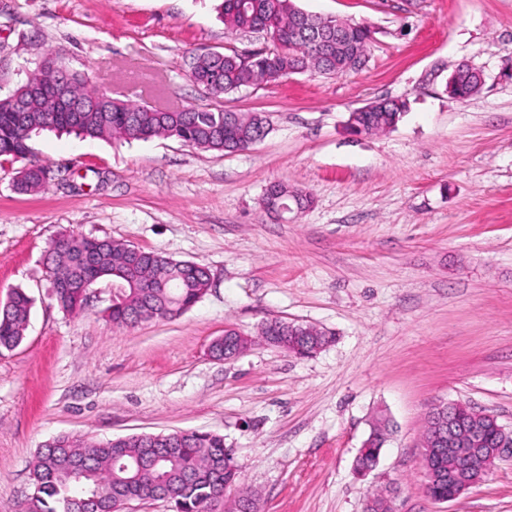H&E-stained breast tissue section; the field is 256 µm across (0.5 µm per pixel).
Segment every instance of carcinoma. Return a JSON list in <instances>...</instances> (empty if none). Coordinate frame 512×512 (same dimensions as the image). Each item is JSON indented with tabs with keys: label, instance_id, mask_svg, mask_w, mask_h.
I'll list each match as a JSON object with an SVG mask.
<instances>
[{
	"label": "carcinoma",
	"instance_id": "cac0c4a2",
	"mask_svg": "<svg viewBox=\"0 0 512 512\" xmlns=\"http://www.w3.org/2000/svg\"><path fill=\"white\" fill-rule=\"evenodd\" d=\"M224 24L233 31L262 32L272 46L249 58L235 49L212 56L194 54L188 63L193 79L205 93L219 99L241 88L278 81L288 76V68L315 70L324 75H345L354 71L351 61L368 55L369 28L336 19L342 29V44L333 61L327 62L310 41L297 35L300 10L294 0H223ZM478 79L467 64L459 67L456 94L465 101L477 93ZM68 94L93 103L95 112H84L74 121L68 112L56 111L51 98L38 97L27 102L29 111L12 112L0 104V163L27 159L32 133L52 129L75 132L91 139L148 140L174 137L206 151L235 153L244 151L268 134L266 117L258 112L242 114L218 108L190 107L185 112H153L144 104L112 98L91 86L76 73H69ZM406 111L403 101L388 99L376 111L355 117L348 124L354 133L377 134L394 128ZM45 167L28 163L24 178L14 181L21 192L42 190ZM267 190L287 195L291 206L306 208L310 196L284 183H272ZM46 265L53 297L60 309L76 313L85 302V281L95 278L122 285L106 308L107 317L118 326L139 321L174 319L196 305L206 294L210 277L206 268L174 260L164 254L134 248L109 238H89L61 233L48 245ZM33 299L15 288L0 307V351H11L25 339ZM260 338L270 340L288 352L302 343L308 351L323 348L333 341V334L314 327L298 336L289 323L279 319L264 322ZM459 415L481 424L492 437L491 422L478 410L462 405ZM381 453L380 447L359 451L355 470L372 469ZM239 471L228 468L224 459V436L210 431H194L176 448L159 442L149 447L148 438L133 434L117 442L90 441L82 436H57L39 448L33 471V498L39 512H75L76 499L93 501L91 512H112L116 491L139 500L156 497L160 487L174 493L173 512H211L213 500L224 494V485H236ZM231 512H258L257 498L241 493Z\"/></svg>",
	"mask_w": 512,
	"mask_h": 512
}]
</instances>
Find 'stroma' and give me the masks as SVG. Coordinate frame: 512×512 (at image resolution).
<instances>
[{
	"label": "stroma",
	"instance_id": "obj_1",
	"mask_svg": "<svg viewBox=\"0 0 512 512\" xmlns=\"http://www.w3.org/2000/svg\"><path fill=\"white\" fill-rule=\"evenodd\" d=\"M219 3L0 0V98L53 55L117 100L270 124L231 154L43 131L30 158L55 179L35 194L0 165V304L16 287L35 299L26 339L0 354V512H26L31 463L53 437L177 430L223 434L261 512H363L391 486L397 512H512V459L449 502L427 497L421 464L434 405L512 427V0H296L369 26L367 66L215 100L190 79V54L267 45L227 31ZM462 62L485 78L466 101L446 90ZM380 98L405 101L402 120L353 135L350 112ZM274 182L307 191L310 206L269 215ZM65 232L198 263L211 286L172 320L113 325L108 282L65 313L45 259ZM272 318L335 340L310 357L264 343L210 357L225 330L253 336ZM382 416L393 434L357 478Z\"/></svg>",
	"mask_w": 512,
	"mask_h": 512
}]
</instances>
